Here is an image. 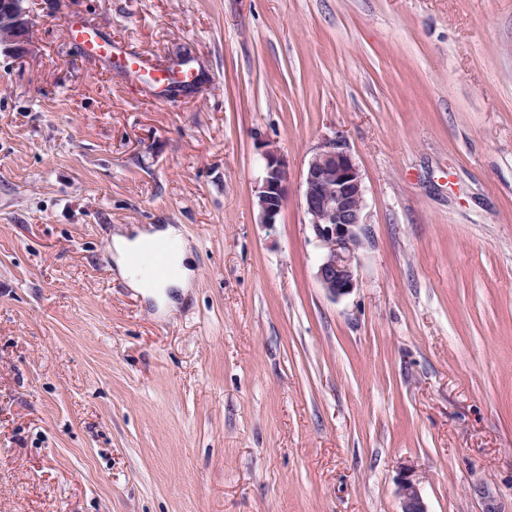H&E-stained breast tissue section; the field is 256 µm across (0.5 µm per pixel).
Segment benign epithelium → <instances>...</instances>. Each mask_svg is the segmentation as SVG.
I'll return each mask as SVG.
<instances>
[{
	"mask_svg": "<svg viewBox=\"0 0 512 512\" xmlns=\"http://www.w3.org/2000/svg\"><path fill=\"white\" fill-rule=\"evenodd\" d=\"M33 10L26 0H0V49L17 56L31 51ZM263 173L255 197L259 223H277L288 202V159L274 143H262ZM366 189L361 169L339 137H326L303 172L301 206L320 248L315 278L336 299L359 287L358 252L368 237ZM401 512H428L419 479L408 468L400 474Z\"/></svg>",
	"mask_w": 512,
	"mask_h": 512,
	"instance_id": "1",
	"label": "benign epithelium"
}]
</instances>
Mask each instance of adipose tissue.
<instances>
[{
	"label": "adipose tissue",
	"mask_w": 512,
	"mask_h": 512,
	"mask_svg": "<svg viewBox=\"0 0 512 512\" xmlns=\"http://www.w3.org/2000/svg\"><path fill=\"white\" fill-rule=\"evenodd\" d=\"M178 237L177 229L167 226L133 238L118 237L114 239L113 248L116 262L130 287L152 290L160 287L184 288L188 286L193 270L185 249L177 244ZM168 245L172 246L173 251L170 256L171 273L167 279L158 280L147 270L136 266L135 261L138 256Z\"/></svg>",
	"instance_id": "obj_1"
}]
</instances>
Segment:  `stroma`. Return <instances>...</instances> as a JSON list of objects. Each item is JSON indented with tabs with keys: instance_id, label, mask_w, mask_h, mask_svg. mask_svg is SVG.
<instances>
[{
	"instance_id": "obj_1",
	"label": "stroma",
	"mask_w": 512,
	"mask_h": 512,
	"mask_svg": "<svg viewBox=\"0 0 512 512\" xmlns=\"http://www.w3.org/2000/svg\"><path fill=\"white\" fill-rule=\"evenodd\" d=\"M0 51V512H512V0H33ZM197 90L86 61L63 17ZM366 186L331 298L302 173ZM266 140L277 224L253 205ZM173 225L166 303L104 262ZM26 0H0V48L24 56L31 51L33 10ZM263 173L255 197L259 222L277 224V219L288 202L291 172L288 159L273 142L262 143ZM400 512H429L421 495L419 479L415 471L408 468L400 474L398 480Z\"/></svg>"
}]
</instances>
